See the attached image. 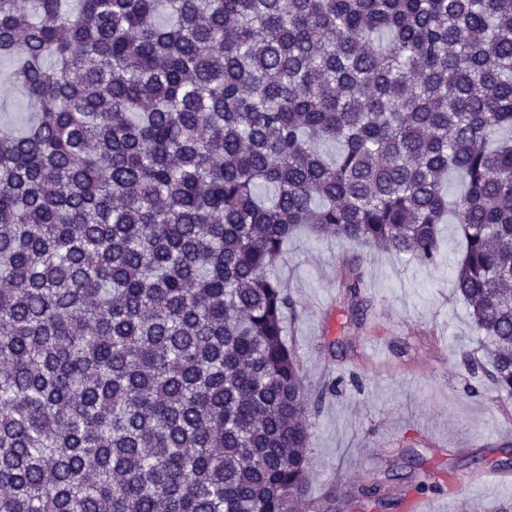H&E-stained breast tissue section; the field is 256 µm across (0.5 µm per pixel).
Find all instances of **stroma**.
Returning <instances> with one entry per match:
<instances>
[{
    "instance_id": "stroma-1",
    "label": "stroma",
    "mask_w": 512,
    "mask_h": 512,
    "mask_svg": "<svg viewBox=\"0 0 512 512\" xmlns=\"http://www.w3.org/2000/svg\"><path fill=\"white\" fill-rule=\"evenodd\" d=\"M436 263L362 252L328 236H305L287 243L276 273L296 300L284 316L285 340L298 357L309 395H323L309 417V482L301 506L315 512L357 510L346 500L353 486L413 460L419 481L433 475L477 474L493 466L512 473V397L497 394L487 379L472 378L465 351L478 344L463 302L454 295L451 268L462 246L456 225L440 227ZM359 264L372 308L371 329L346 323L342 279ZM349 337L347 358L332 343ZM337 392L324 394L329 381ZM480 393L468 395V386ZM434 499L447 500V512H512V487L483 491L471 484L449 495L440 487Z\"/></svg>"
}]
</instances>
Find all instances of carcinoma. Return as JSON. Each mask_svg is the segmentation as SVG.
Wrapping results in <instances>:
<instances>
[{
	"label": "carcinoma",
	"mask_w": 512,
	"mask_h": 512,
	"mask_svg": "<svg viewBox=\"0 0 512 512\" xmlns=\"http://www.w3.org/2000/svg\"><path fill=\"white\" fill-rule=\"evenodd\" d=\"M0 60V512H292L300 230L430 265L453 217L512 396V0H0ZM6 70L7 65L0 64V123L16 122L27 112L25 98L4 81Z\"/></svg>",
	"instance_id": "1"
}]
</instances>
